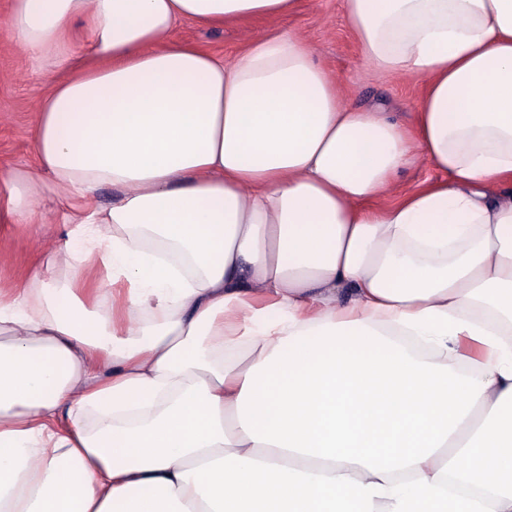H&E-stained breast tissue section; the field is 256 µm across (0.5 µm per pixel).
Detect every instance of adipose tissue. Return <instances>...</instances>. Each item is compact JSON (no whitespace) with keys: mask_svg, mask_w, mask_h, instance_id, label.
<instances>
[{"mask_svg":"<svg viewBox=\"0 0 512 512\" xmlns=\"http://www.w3.org/2000/svg\"><path fill=\"white\" fill-rule=\"evenodd\" d=\"M295 4L12 0L0 36L71 74L0 212L46 186L70 229L0 290V512H512V0H344L369 66L424 78L408 124L296 34L174 36ZM438 175L430 166L420 161L415 167L404 171L396 180L388 197L389 201L398 200L405 192L413 189L426 180L437 178Z\"/></svg>","mask_w":512,"mask_h":512,"instance_id":"adipose-tissue-1","label":"adipose tissue"}]
</instances>
